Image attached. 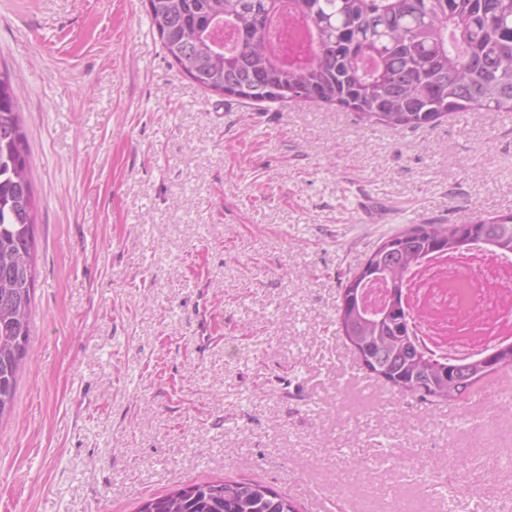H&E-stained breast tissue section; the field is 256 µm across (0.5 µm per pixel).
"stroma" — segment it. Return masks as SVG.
<instances>
[{
  "label": "stroma",
  "instance_id": "35a3bbf8",
  "mask_svg": "<svg viewBox=\"0 0 512 512\" xmlns=\"http://www.w3.org/2000/svg\"><path fill=\"white\" fill-rule=\"evenodd\" d=\"M1 67L40 211L0 512H136L224 478L299 512H512V400L399 394L335 323L382 237L512 213V112L392 128L206 93L145 0H0Z\"/></svg>",
  "mask_w": 512,
  "mask_h": 512
}]
</instances>
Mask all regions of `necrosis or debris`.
Listing matches in <instances>:
<instances>
[{
  "label": "necrosis or debris",
  "instance_id": "4bbe7bcc",
  "mask_svg": "<svg viewBox=\"0 0 512 512\" xmlns=\"http://www.w3.org/2000/svg\"><path fill=\"white\" fill-rule=\"evenodd\" d=\"M452 270L470 283L467 295L449 287ZM406 293L414 330L437 357L467 362L512 342V254L477 244L429 255L408 274Z\"/></svg>",
  "mask_w": 512,
  "mask_h": 512
}]
</instances>
